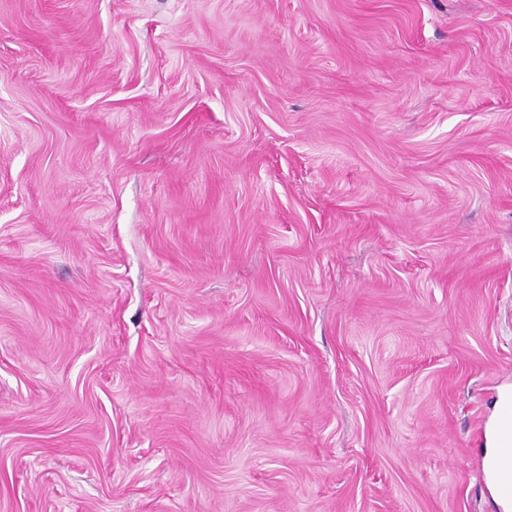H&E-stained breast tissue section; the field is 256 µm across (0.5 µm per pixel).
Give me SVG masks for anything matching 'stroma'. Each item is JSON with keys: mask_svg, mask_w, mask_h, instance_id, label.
I'll use <instances>...</instances> for the list:
<instances>
[{"mask_svg": "<svg viewBox=\"0 0 512 512\" xmlns=\"http://www.w3.org/2000/svg\"><path fill=\"white\" fill-rule=\"evenodd\" d=\"M512 0H0V512H512ZM495 489L505 504L512 503V459L499 458L489 464Z\"/></svg>", "mask_w": 512, "mask_h": 512, "instance_id": "stroma-1", "label": "stroma"}]
</instances>
